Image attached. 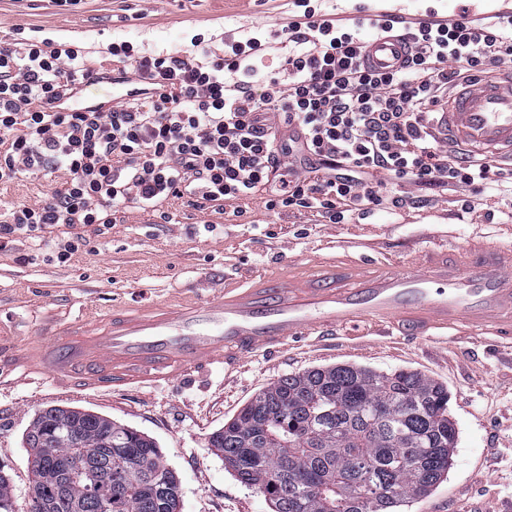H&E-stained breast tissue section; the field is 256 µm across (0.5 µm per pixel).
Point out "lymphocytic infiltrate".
<instances>
[{"instance_id": "obj_1", "label": "lymphocytic infiltrate", "mask_w": 512, "mask_h": 512, "mask_svg": "<svg viewBox=\"0 0 512 512\" xmlns=\"http://www.w3.org/2000/svg\"><path fill=\"white\" fill-rule=\"evenodd\" d=\"M295 5L286 81L263 90L248 78L257 38L200 56L138 55L120 41L109 53L131 62L139 86L112 107L75 110L69 101L109 82L108 69L50 39L1 43L0 185L39 171L61 179L38 201L1 208L0 240L26 236L45 261L64 264L88 246L85 228L108 234L127 203L167 224L172 200L220 214L259 193L267 211L346 224L411 207L410 184L462 191L465 210L512 196V167L461 157L437 127L458 84L512 63V15L339 26L318 19L310 0ZM367 26L410 44L402 69L363 66ZM60 224L72 234L53 235Z\"/></svg>"}]
</instances>
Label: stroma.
Returning a JSON list of instances; mask_svg holds the SVG:
<instances>
[{"instance_id":"1","label":"stroma","mask_w":512,"mask_h":512,"mask_svg":"<svg viewBox=\"0 0 512 512\" xmlns=\"http://www.w3.org/2000/svg\"><path fill=\"white\" fill-rule=\"evenodd\" d=\"M319 14L353 19L391 9L412 21L456 18L461 10L483 18L512 9V0H318ZM300 10L294 0H80L63 10L53 0H0V42L50 38L106 60L112 41H131L139 51L189 49L194 35L210 48L223 40L254 36L267 48L250 61L251 79L266 88L280 77L288 43L282 31ZM56 178L26 174L0 186V206L39 200ZM456 192L419 202L398 218L322 224L311 213L268 214L261 198L240 201V217L196 211L172 201L171 223L128 207L109 234L92 238L64 264L33 258L22 237L0 246V468L9 474L16 512H29L31 465L23 435L39 410L75 407L136 428L153 438L181 481L180 512H271L257 489L241 483L209 448L223 427L265 386L306 370L353 364L378 371L413 370L448 388V410L457 450L448 477L418 499L409 512H460L463 506L497 512L512 499V354L469 334L424 340L361 333L329 343L289 344L260 354L224 375L213 371L194 385L143 386L114 392L60 393L16 380L13 354L49 320L80 312L101 313L143 298L186 300L200 283L219 286L244 271H287L318 251L348 250L401 263L414 250L475 238L512 246V216L486 221L458 210ZM215 223L199 233L196 223Z\"/></svg>"}]
</instances>
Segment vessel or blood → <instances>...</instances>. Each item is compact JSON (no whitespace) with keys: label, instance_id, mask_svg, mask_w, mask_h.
Returning <instances> with one entry per match:
<instances>
[{"label":"vessel or blood","instance_id":"vessel-or-blood-1","mask_svg":"<svg viewBox=\"0 0 512 512\" xmlns=\"http://www.w3.org/2000/svg\"><path fill=\"white\" fill-rule=\"evenodd\" d=\"M406 55L394 37L363 43L362 61L377 71L399 68ZM441 126L466 154L512 161V71L455 90ZM348 328L409 338L465 330L512 351V248L472 242L414 254L400 265L329 259L246 288H218L182 306L155 300L103 317L54 320L15 365L27 379L65 393L168 385Z\"/></svg>","mask_w":512,"mask_h":512}]
</instances>
